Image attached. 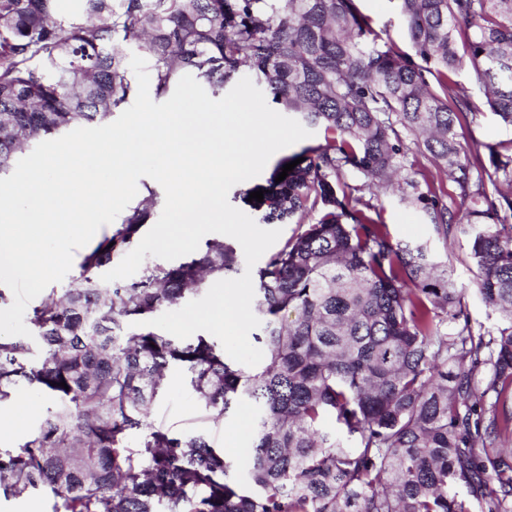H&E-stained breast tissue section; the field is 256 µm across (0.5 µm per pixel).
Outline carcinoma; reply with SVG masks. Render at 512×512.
<instances>
[{
	"mask_svg": "<svg viewBox=\"0 0 512 512\" xmlns=\"http://www.w3.org/2000/svg\"><path fill=\"white\" fill-rule=\"evenodd\" d=\"M78 2L83 19L69 21L58 0H0V174L32 142L129 101L131 39L156 96L185 74L222 91L245 59L325 143L281 159L304 161L263 187L261 221L300 232L257 271L262 364H234L203 336L130 328L243 265L210 239L197 258L102 281L150 216L138 207L80 255L61 298L33 308L38 352L0 337V403L23 386L57 399L20 448L0 449V494L46 490L53 512H512V145L488 146L487 164L468 155L458 114L476 123L483 111L454 80L468 69L512 125V0H397L411 55L355 0ZM409 136L464 212L415 179ZM344 170L364 183L340 182ZM393 184L438 237L468 238L496 330H474L448 268L425 244L393 241L356 196ZM173 364L213 420L241 400L256 407L246 480L205 434L145 423Z\"/></svg>",
	"mask_w": 512,
	"mask_h": 512,
	"instance_id": "cac0c4a2",
	"label": "carcinoma"
}]
</instances>
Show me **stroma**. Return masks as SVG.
Returning a JSON list of instances; mask_svg holds the SVG:
<instances>
[{
    "mask_svg": "<svg viewBox=\"0 0 512 512\" xmlns=\"http://www.w3.org/2000/svg\"><path fill=\"white\" fill-rule=\"evenodd\" d=\"M360 12L368 16L372 28L383 39L389 40L393 50L399 54L410 53L411 47L405 34L402 19L397 8V0H356ZM460 130L468 144V152L473 156L487 158V147L491 144L512 141V127L503 124L492 112H484L478 122H471L468 116H461ZM370 202L381 213L393 239L403 242L428 244L435 259L447 262L457 288L463 291L473 327L493 329L498 316L485 305L475 290L473 264L469 257L468 240L462 236L439 239L431 225L425 224L414 209L401 200L399 191L377 189L369 196ZM36 405L35 411L20 430L0 431V448H17L35 432L56 406L53 397L32 388L22 391ZM256 411L247 401L232 409L224 420L213 423L203 420L202 411L194 392L191 390L186 372L180 367H172L167 372V382L148 410V422L162 423L174 431H202L209 435L214 447L223 448L228 435H236L238 451L229 453L228 458L238 473H245L250 465L252 448V423Z\"/></svg>",
    "mask_w": 512,
    "mask_h": 512,
    "instance_id": "35a3bbf8",
    "label": "stroma"
}]
</instances>
